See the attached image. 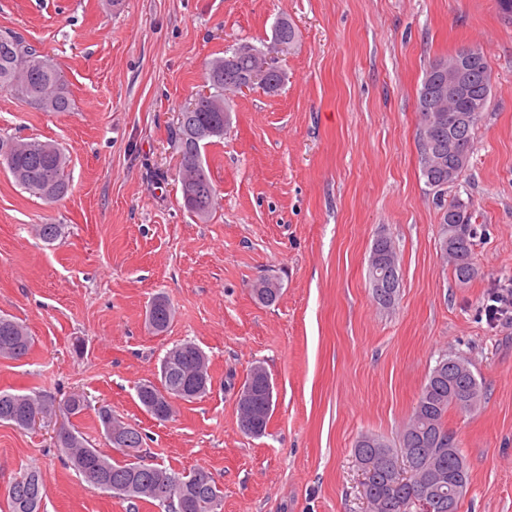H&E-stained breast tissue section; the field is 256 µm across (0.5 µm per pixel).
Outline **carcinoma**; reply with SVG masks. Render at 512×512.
<instances>
[{
  "label": "carcinoma",
  "instance_id": "obj_1",
  "mask_svg": "<svg viewBox=\"0 0 512 512\" xmlns=\"http://www.w3.org/2000/svg\"><path fill=\"white\" fill-rule=\"evenodd\" d=\"M473 73V93L479 96L491 91L484 77L491 75L485 58ZM436 64L426 69L417 98L421 123L419 131V167L426 185L432 188L442 210L439 242L448 245L443 254L453 268L458 282L465 284L475 275L472 258L476 227L472 224L473 203L455 195L451 200L448 189L455 187L468 169L457 165L461 156L471 158L474 135L484 113L471 111V98L449 101L452 111L427 110L425 98L433 92ZM206 81L211 95L201 99L191 112H181L183 121L174 131L179 149V166L175 176L193 174V184L182 192L185 207L200 219L213 211L217 189L204 163L202 150L217 139L224 138V119L230 116V94L226 87L224 57L209 62ZM0 87L14 89L26 102L44 112H68L71 98L61 72L47 56L11 32L0 34ZM0 163L5 165L14 182L25 191L53 202L69 191L66 153L57 144L46 141L0 139ZM255 300L271 305L280 296L278 288H252ZM173 320L169 301L155 297L149 305L146 321L154 334L167 331ZM33 340L20 322L0 316V357L21 360L32 349ZM457 357L443 356L432 369L419 393L412 414L395 448L386 440L365 434L357 440L355 449L373 460V471L366 490L374 500L377 512H413L415 502L428 497L430 512H458L459 504L469 485L468 464L459 448L456 434L448 428V412H472L483 399L482 383L468 367L455 365ZM205 376L194 394L185 393L192 373ZM269 376L247 374L244 385L251 386L255 412L238 411L245 434L259 437L265 434L269 418L257 412L269 404ZM211 386L209 357L195 342L186 340L166 349L160 360L157 380L137 387V399L151 416L163 413L161 421L173 419L177 404L205 396ZM68 417H78L88 407L86 395L73 392L63 400ZM51 413V403L37 394H20L0 390V423L19 429L30 428L31 418ZM101 432L112 449L122 459L110 458L94 447L75 430L72 422L62 427L58 447L64 449L67 464L82 474L91 488L114 497L158 503L168 512H185L182 504L192 501L190 512H216L221 500L220 489L204 469L170 472L165 468L141 463L130 448H143L144 437L139 427L119 419L109 407L98 409ZM404 455L413 470L409 482H396L392 458ZM169 484L166 496L153 492L156 478ZM47 495L42 473L31 468L11 483L8 490L11 512H41Z\"/></svg>",
  "mask_w": 512,
  "mask_h": 512
}]
</instances>
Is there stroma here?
<instances>
[{
  "mask_svg": "<svg viewBox=\"0 0 512 512\" xmlns=\"http://www.w3.org/2000/svg\"><path fill=\"white\" fill-rule=\"evenodd\" d=\"M282 18L299 32L277 57L284 83L235 96L228 134L205 149L218 201L200 220L174 178L177 115L206 88L210 60L270 46ZM1 31L48 55L73 106L43 112L0 88V138L52 141L70 160L55 202L0 166V315L34 339L28 358H0V390L55 403L85 392L74 423L97 448L107 406L141 428L145 463L209 471L216 512H370L356 441L397 443L437 361L458 356L484 387L477 411L448 414L469 466L459 512H512V325L484 312L512 280V19L496 0H0ZM462 47L492 76L456 188L478 228L466 284L440 251L417 110L425 70ZM46 222L62 227L55 242L36 231ZM380 236L399 262L390 307L367 278ZM267 276L281 283L270 306L251 294ZM158 294L174 319L156 335L145 317ZM183 340L207 352L212 389L159 422L136 387ZM258 363L276 402L252 437L236 394ZM59 423H0V512L31 467L47 484L42 512H164L92 489L56 447Z\"/></svg>",
  "mask_w": 512,
  "mask_h": 512,
  "instance_id": "35a3bbf8",
  "label": "stroma"
}]
</instances>
